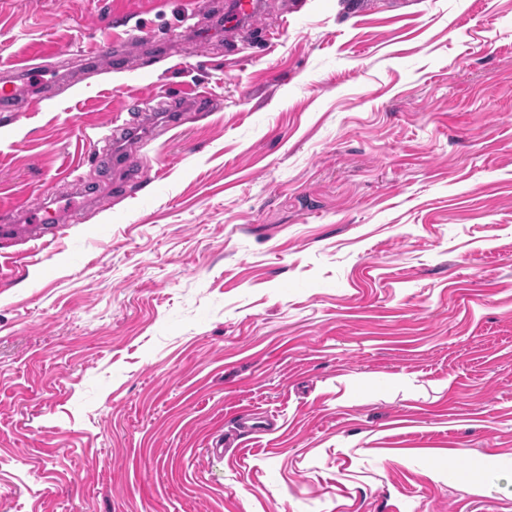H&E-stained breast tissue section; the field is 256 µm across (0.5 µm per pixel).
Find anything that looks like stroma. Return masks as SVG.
<instances>
[{
    "instance_id": "obj_1",
    "label": "stroma",
    "mask_w": 512,
    "mask_h": 512,
    "mask_svg": "<svg viewBox=\"0 0 512 512\" xmlns=\"http://www.w3.org/2000/svg\"><path fill=\"white\" fill-rule=\"evenodd\" d=\"M228 2L0 0V512H512V0ZM27 61L16 64L13 74L8 78L1 79L0 82V108L2 110L10 109L20 96V88L17 83L22 75L31 72ZM87 192L85 185H77L69 206L63 207L62 210L59 206L47 208L42 217L34 220L37 224H1L0 240H42L43 243L49 244L66 228V224H59L61 213L66 215L68 223L77 222L78 216L86 206Z\"/></svg>"
}]
</instances>
